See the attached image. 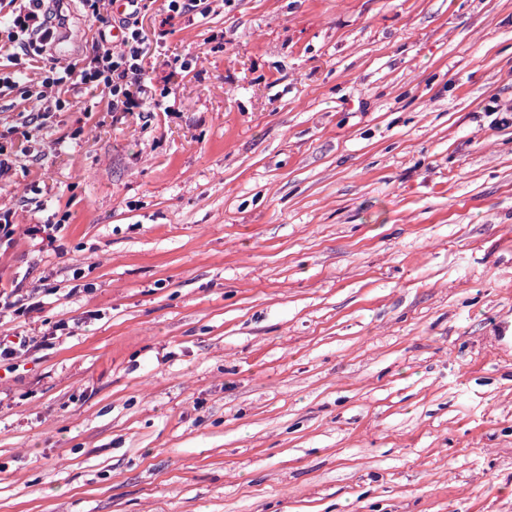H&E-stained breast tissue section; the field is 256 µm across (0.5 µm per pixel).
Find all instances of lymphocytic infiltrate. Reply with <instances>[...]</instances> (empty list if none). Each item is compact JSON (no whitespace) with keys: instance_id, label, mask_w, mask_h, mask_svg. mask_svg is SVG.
<instances>
[{"instance_id":"f902f5d3","label":"lymphocytic infiltrate","mask_w":512,"mask_h":512,"mask_svg":"<svg viewBox=\"0 0 512 512\" xmlns=\"http://www.w3.org/2000/svg\"><path fill=\"white\" fill-rule=\"evenodd\" d=\"M142 2L131 0L123 17L114 21L101 12L105 0H83L90 17L102 27H118L121 39L115 46L101 44L82 62L62 64L53 55L67 24L61 10L52 7L51 0H0V56L14 65L12 71H0V89L28 106L33 124L63 108L64 90L97 93L116 112L145 111L143 37L138 26ZM23 55L45 58L39 81L28 82L24 69L18 67Z\"/></svg>"}]
</instances>
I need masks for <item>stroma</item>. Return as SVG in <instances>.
I'll return each mask as SVG.
<instances>
[{"label": "stroma", "instance_id": "1", "mask_svg": "<svg viewBox=\"0 0 512 512\" xmlns=\"http://www.w3.org/2000/svg\"><path fill=\"white\" fill-rule=\"evenodd\" d=\"M140 19L165 111L72 96L0 182L61 227L0 247V512H512V0ZM15 296L16 295L13 292L7 294L5 292L2 293L1 291L0 313H2V310L11 311L12 315H14L16 318H19L26 317L34 311L40 309V301L26 303L24 302L26 299L16 298ZM30 337L15 334L0 339V365H6L8 369L15 368L14 360L27 353L30 346Z\"/></svg>", "mask_w": 512, "mask_h": 512}]
</instances>
